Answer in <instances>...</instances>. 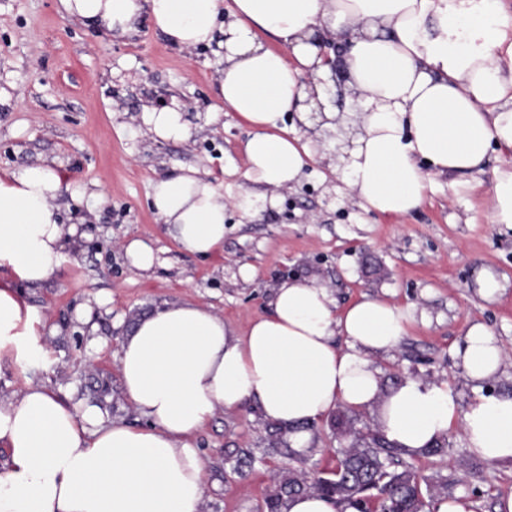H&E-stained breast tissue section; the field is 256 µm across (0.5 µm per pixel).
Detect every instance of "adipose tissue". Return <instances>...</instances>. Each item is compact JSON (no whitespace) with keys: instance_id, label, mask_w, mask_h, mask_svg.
<instances>
[{"instance_id":"1","label":"adipose tissue","mask_w":512,"mask_h":512,"mask_svg":"<svg viewBox=\"0 0 512 512\" xmlns=\"http://www.w3.org/2000/svg\"><path fill=\"white\" fill-rule=\"evenodd\" d=\"M224 2L59 0L63 18L111 36L135 30L146 14L172 45L221 49L218 100L251 127L242 145L249 187L224 196L193 167L153 182L151 205L184 253L222 251L227 208L251 216L276 206L277 190L313 161L310 142L277 121L289 112L307 121L310 95L326 104L323 38L347 43L340 68L361 130L344 171L365 209L408 215L433 176L480 168L494 147L512 154V49L498 52L512 16L500 0H232L229 9ZM227 10L233 19L219 26ZM271 38L279 49L268 46ZM142 120L164 141L191 136L176 108L144 109ZM65 194L82 197L48 164L0 170V266L18 280L40 284L60 266ZM407 321L398 306L371 297L337 311L328 288L306 279L282 282L270 313L243 335L193 304L143 316L121 343L119 372L147 426L105 422L97 407L45 384L0 394V512H202L195 436L218 410L250 404L288 427L298 450L310 445L309 424L344 406L375 410L382 434L410 454L457 423L476 457L512 459V397L482 396L462 411L444 383L409 378L382 388L371 356L396 347ZM38 322L13 286L0 284V355L37 361ZM457 355L477 381L506 359L480 323Z\"/></svg>"}]
</instances>
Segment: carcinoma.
I'll list each match as a JSON object with an SVG mask.
<instances>
[{"mask_svg":"<svg viewBox=\"0 0 512 512\" xmlns=\"http://www.w3.org/2000/svg\"><path fill=\"white\" fill-rule=\"evenodd\" d=\"M287 434V428L268 424L267 449L276 455H291ZM228 460L233 462V470L240 472L252 465L255 456L249 448H237L228 454ZM425 482L412 465L401 460L400 449L380 432L371 431L338 449L330 469L274 474L259 512H282L288 499L310 492L347 502L357 512H424L421 485Z\"/></svg>","mask_w":512,"mask_h":512,"instance_id":"obj_1","label":"carcinoma"}]
</instances>
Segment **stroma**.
I'll list each match as a JSON object with an SVG mask.
<instances>
[{"mask_svg":"<svg viewBox=\"0 0 512 512\" xmlns=\"http://www.w3.org/2000/svg\"><path fill=\"white\" fill-rule=\"evenodd\" d=\"M222 63L214 48L169 44L150 18L122 38L64 20L57 0H0V169L48 162L82 202L63 196L65 225L84 237L66 247L43 285L16 288L42 323L43 357L23 366L0 358V389L27 383L62 388L131 427L147 420L124 399L121 343L136 321L160 308L192 303L245 334L269 313L282 281L315 279L343 309L362 296L390 301L410 316L392 350L373 355L384 388L407 378L447 383L459 410L480 396H512V227L492 221L493 186L506 165L491 152L482 170L433 177L421 207L402 217L365 210L342 171L322 159L279 191L277 207L248 217L227 209L222 253L180 251L151 208L153 181L193 166L224 194L248 188L240 151L249 126L232 111L209 120ZM180 107L191 129L184 142L157 139L141 120L155 97ZM141 239L156 260L141 271L123 246ZM491 270L502 288L484 299L475 282ZM484 324L508 351L492 378L472 380L457 356L468 328ZM312 446L293 458L266 454V423L257 406L222 410L197 434L205 465L203 512H258L275 472L332 468L348 438L330 418L316 422ZM253 449L252 468L234 473L227 451ZM431 480L426 503L463 497L472 512H495L512 492V461L487 462L466 446L460 428L437 456L410 458Z\"/></svg>","mask_w":512,"mask_h":512,"instance_id":"obj_1","label":"stroma"}]
</instances>
